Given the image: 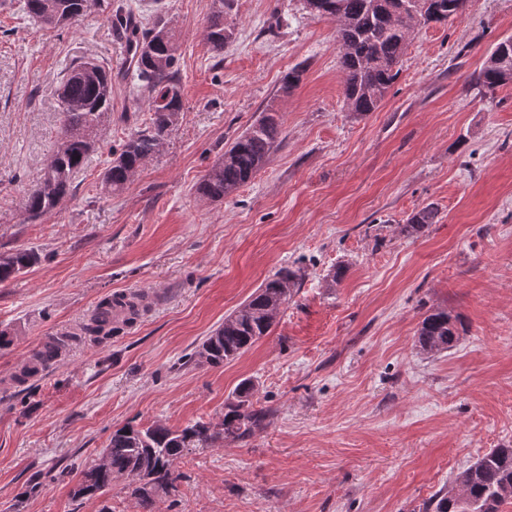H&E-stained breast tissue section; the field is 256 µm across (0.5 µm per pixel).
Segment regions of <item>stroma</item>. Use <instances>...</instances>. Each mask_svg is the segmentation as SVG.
Segmentation results:
<instances>
[{"label":"stroma","mask_w":512,"mask_h":512,"mask_svg":"<svg viewBox=\"0 0 512 512\" xmlns=\"http://www.w3.org/2000/svg\"><path fill=\"white\" fill-rule=\"evenodd\" d=\"M166 19L178 46L184 110L123 191L101 184L108 146L145 128L142 98L119 80L125 44L109 12L47 30L23 0H0V254L37 264L0 284V512H142L129 481L97 498L73 487L116 428L217 422L243 379L272 410L246 441L193 448L159 512H418L492 448L512 445V87L474 82L512 36V0H469L448 24L415 30L381 107L348 112L335 23L301 0H233L235 40L203 37L210 0H111ZM111 67L104 149L73 195L41 221L23 202L60 137L66 68ZM304 75L288 96L290 68ZM282 139L263 169L221 201L198 186L267 104ZM431 205L417 237L399 226ZM298 268L268 336L213 367L203 340L268 277ZM341 267L336 287L325 277ZM146 293L149 311L103 342L81 333L99 302ZM459 317V341L429 356L424 315ZM61 360L14 378L48 338ZM65 479H56L59 470ZM39 485H32V477Z\"/></svg>","instance_id":"1"}]
</instances>
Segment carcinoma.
Listing matches in <instances>:
<instances>
[{
	"mask_svg": "<svg viewBox=\"0 0 512 512\" xmlns=\"http://www.w3.org/2000/svg\"><path fill=\"white\" fill-rule=\"evenodd\" d=\"M232 0H211L205 40L213 51L224 52L234 38V28L224 22ZM326 12L318 18L337 23L339 66L343 93L351 111L365 116L379 109L382 100L401 71L408 41L417 27L445 24L460 15L461 0H324ZM93 8L106 9V0H25L24 10L36 21L60 30L75 25ZM130 16L117 13L112 18L116 34L133 51L139 87L147 97L150 123L133 133L116 149L109 148L112 160L105 168L103 182L113 192L122 191L136 172L160 151L183 112L181 81L176 68L173 34L158 16L142 26L128 22ZM512 62V37L498 41L478 71L476 83L495 91L512 85L503 68L493 59ZM304 69L296 66L282 79L279 92L290 94L300 83ZM61 136L47 160L39 184L24 200L27 219L37 221L54 212L73 194L74 173L82 168L104 122L112 116V68L95 59L74 61L60 92ZM281 120L274 105L264 108L259 117L224 148V153L209 167L199 191L213 201H221L248 183L264 167L278 147ZM436 209L427 205L414 212L401 233L418 236L435 223ZM39 260L31 249H16L0 256V283L23 273ZM302 278L298 271L284 268L262 283L233 313L224 318L202 343L207 363L221 366L245 354L269 334L276 311L287 302L283 290ZM123 304L124 321H135L143 310L141 303H122V296H109L85 327L90 336H110L114 321L112 308ZM459 333L445 310L424 316L417 329L420 352L437 355L452 349ZM254 384L241 381L234 400L225 407L215 425L196 421L180 430L162 424L147 428L127 424L112 433L104 449V462L81 473L74 494L92 498L102 494L119 476L132 478V494L143 512H157V500L176 490L180 474L175 464L191 448H206L225 434L238 441L250 438L269 423L270 409L253 401ZM145 471L154 478L146 482L134 476ZM512 505V447L492 448L473 465L460 472L452 485L443 488L423 503L422 512H505Z\"/></svg>",
	"mask_w": 512,
	"mask_h": 512,
	"instance_id": "obj_1",
	"label": "carcinoma"
}]
</instances>
